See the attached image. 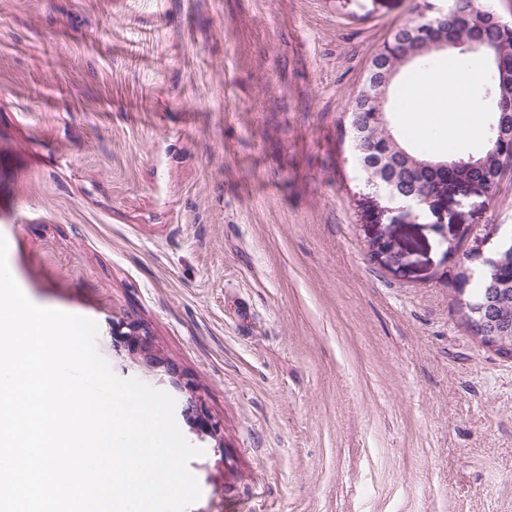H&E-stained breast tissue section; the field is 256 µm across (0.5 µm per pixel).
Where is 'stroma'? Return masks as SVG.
<instances>
[{
  "label": "stroma",
  "mask_w": 512,
  "mask_h": 512,
  "mask_svg": "<svg viewBox=\"0 0 512 512\" xmlns=\"http://www.w3.org/2000/svg\"><path fill=\"white\" fill-rule=\"evenodd\" d=\"M421 0H0V237L35 304L129 318L224 422L188 512H512V360L465 329L449 241L512 231V177L370 251L346 113ZM421 151L482 133L398 115ZM374 225H377V229L371 238L372 255L385 265L398 262L400 252L396 240L384 231L385 227H381V224Z\"/></svg>",
  "instance_id": "stroma-1"
}]
</instances>
